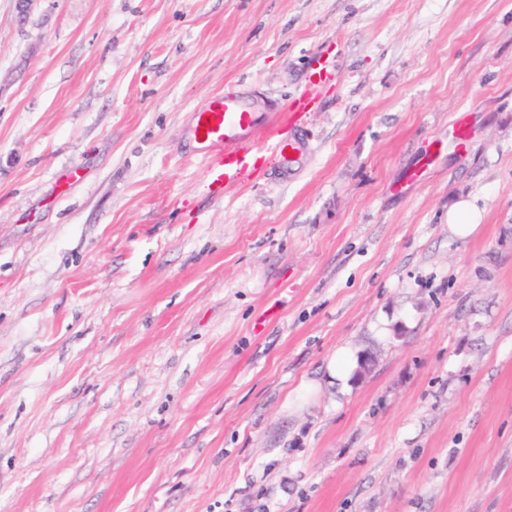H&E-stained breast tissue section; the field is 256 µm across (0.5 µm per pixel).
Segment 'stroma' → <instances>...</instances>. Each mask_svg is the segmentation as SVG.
Instances as JSON below:
<instances>
[{
  "instance_id": "obj_1",
  "label": "stroma",
  "mask_w": 512,
  "mask_h": 512,
  "mask_svg": "<svg viewBox=\"0 0 512 512\" xmlns=\"http://www.w3.org/2000/svg\"><path fill=\"white\" fill-rule=\"evenodd\" d=\"M0 512H512V0H0ZM309 90L280 102L276 123L262 141H252L255 115L233 93L215 95L207 108L197 112L194 138L199 153L207 163L204 189L211 198L224 196V188L241 184L260 169V159H277L300 151L303 137L300 119L312 110ZM291 130L288 142L281 136V124ZM481 221L482 212L469 199L459 198L448 207V226L459 239L475 235ZM358 360L348 348L340 349L329 363V375L342 386L348 384V380L357 369Z\"/></svg>"
}]
</instances>
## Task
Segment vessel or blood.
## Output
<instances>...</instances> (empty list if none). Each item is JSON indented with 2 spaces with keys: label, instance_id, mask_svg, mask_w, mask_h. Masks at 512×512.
Segmentation results:
<instances>
[{
  "label": "vessel or blood",
  "instance_id": "obj_1",
  "mask_svg": "<svg viewBox=\"0 0 512 512\" xmlns=\"http://www.w3.org/2000/svg\"><path fill=\"white\" fill-rule=\"evenodd\" d=\"M313 98L302 92L279 103L276 124L262 141L252 139L255 116L237 95L212 98L196 115L194 138L206 161L204 189L208 197L219 198L225 188L240 184L257 172L264 159H277L300 151L303 137L300 119L310 112Z\"/></svg>",
  "mask_w": 512,
  "mask_h": 512
}]
</instances>
